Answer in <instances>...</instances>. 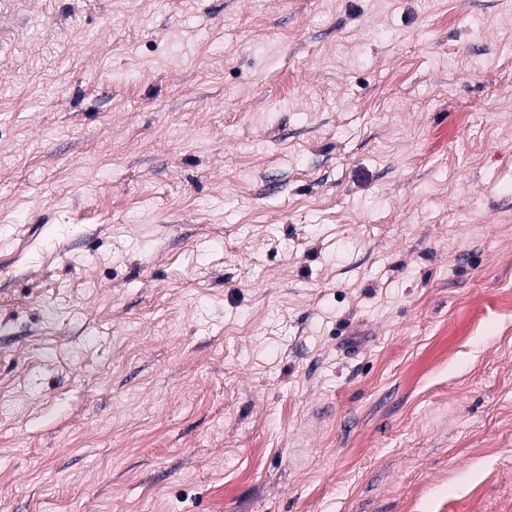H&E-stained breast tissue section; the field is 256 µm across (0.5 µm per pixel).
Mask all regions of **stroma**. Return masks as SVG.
I'll return each mask as SVG.
<instances>
[{
	"label": "stroma",
	"instance_id": "35a3bbf8",
	"mask_svg": "<svg viewBox=\"0 0 512 512\" xmlns=\"http://www.w3.org/2000/svg\"><path fill=\"white\" fill-rule=\"evenodd\" d=\"M0 512H512V0H0Z\"/></svg>",
	"mask_w": 512,
	"mask_h": 512
}]
</instances>
